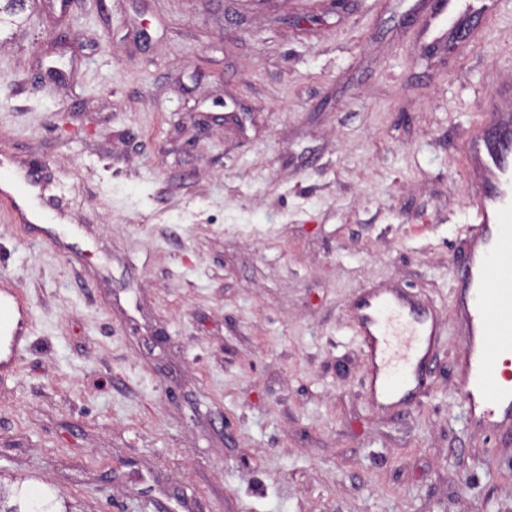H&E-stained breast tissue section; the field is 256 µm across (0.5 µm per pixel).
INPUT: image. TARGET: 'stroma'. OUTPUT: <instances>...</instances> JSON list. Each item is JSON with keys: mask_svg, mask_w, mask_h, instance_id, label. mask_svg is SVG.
<instances>
[{"mask_svg": "<svg viewBox=\"0 0 512 512\" xmlns=\"http://www.w3.org/2000/svg\"><path fill=\"white\" fill-rule=\"evenodd\" d=\"M425 0H30L0 29V211L30 346L0 483L72 512H512V442L456 390L465 129L512 94V0L429 56ZM444 334L373 406L357 296ZM0 181L16 183L19 190L23 191L26 187H39L40 196L44 195L46 188L41 184L37 172L34 169H30L21 175H14L9 167L3 162H0Z\"/></svg>", "mask_w": 512, "mask_h": 512, "instance_id": "stroma-1", "label": "stroma"}]
</instances>
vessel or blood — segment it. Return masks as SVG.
Instances as JSON below:
<instances>
[{
    "mask_svg": "<svg viewBox=\"0 0 512 512\" xmlns=\"http://www.w3.org/2000/svg\"><path fill=\"white\" fill-rule=\"evenodd\" d=\"M492 0H431L423 30L437 43L461 14L492 11ZM471 169L467 246L454 274L457 318L471 349L458 361L470 420L512 434V101L490 97L466 131ZM357 334L373 402L410 403L424 385L442 329L409 295L368 291L357 302ZM32 319L25 299L0 291V373L14 370L29 347Z\"/></svg>",
    "mask_w": 512,
    "mask_h": 512,
    "instance_id": "vessel-or-blood-1",
    "label": "vessel or blood"
}]
</instances>
